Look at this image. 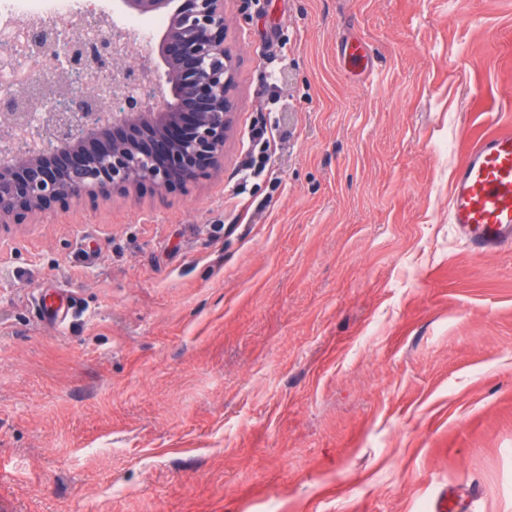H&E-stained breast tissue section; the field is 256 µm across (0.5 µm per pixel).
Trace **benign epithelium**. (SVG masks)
Instances as JSON below:
<instances>
[{
	"mask_svg": "<svg viewBox=\"0 0 512 512\" xmlns=\"http://www.w3.org/2000/svg\"><path fill=\"white\" fill-rule=\"evenodd\" d=\"M170 0H120L153 16ZM105 11L76 32L47 25L17 29L21 51L51 52L64 88L29 94L0 87V232L73 201L106 202L116 193L183 192L224 158L237 120L235 61L224 48V0H180L160 37L157 69L135 68L112 38L99 35ZM116 112L107 118L104 104Z\"/></svg>",
	"mask_w": 512,
	"mask_h": 512,
	"instance_id": "obj_1",
	"label": "benign epithelium"
}]
</instances>
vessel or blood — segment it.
<instances>
[{
  "label": "vessel or blood",
  "instance_id": "obj_1",
  "mask_svg": "<svg viewBox=\"0 0 512 512\" xmlns=\"http://www.w3.org/2000/svg\"><path fill=\"white\" fill-rule=\"evenodd\" d=\"M450 219L469 237L473 253L512 244V128L477 143L461 163Z\"/></svg>",
  "mask_w": 512,
  "mask_h": 512
}]
</instances>
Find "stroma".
Returning <instances> with one entry per match:
<instances>
[{
	"mask_svg": "<svg viewBox=\"0 0 512 512\" xmlns=\"http://www.w3.org/2000/svg\"><path fill=\"white\" fill-rule=\"evenodd\" d=\"M224 18L217 171L0 235V512H512V246L448 218L512 124V0ZM250 138L253 141L257 139L259 143L264 145V156L259 167L252 168V166H249L245 169L247 172L244 173L242 178L245 182L252 176L260 175L264 172L272 156L275 155L278 146L275 130L272 128L268 129L266 125L261 127L254 126Z\"/></svg>",
	"mask_w": 512,
	"mask_h": 512,
	"instance_id": "35a3bbf8",
	"label": "stroma"
}]
</instances>
